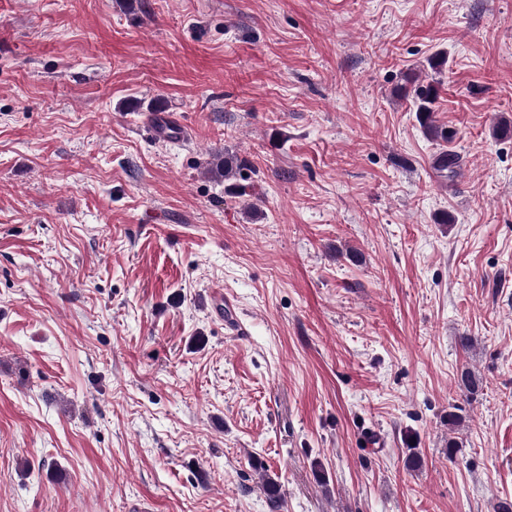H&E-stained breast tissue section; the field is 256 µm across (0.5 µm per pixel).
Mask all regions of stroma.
I'll list each match as a JSON object with an SVG mask.
<instances>
[{
	"label": "stroma",
	"mask_w": 512,
	"mask_h": 512,
	"mask_svg": "<svg viewBox=\"0 0 512 512\" xmlns=\"http://www.w3.org/2000/svg\"><path fill=\"white\" fill-rule=\"evenodd\" d=\"M505 500L512 0H0V512ZM438 97L437 87L430 83L417 93L416 118L424 133L432 139L448 142L453 138V132L444 128L434 120V107Z\"/></svg>",
	"instance_id": "35a3bbf8"
}]
</instances>
